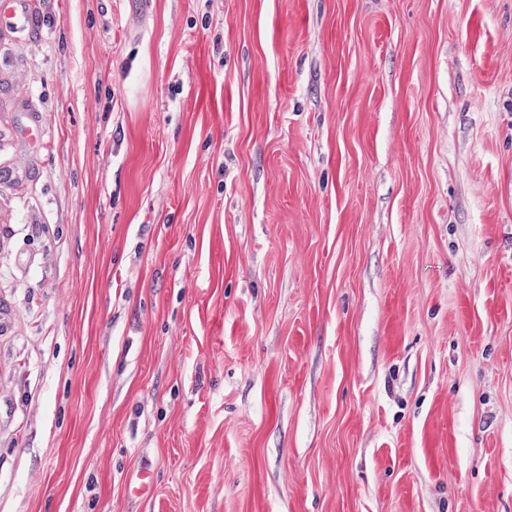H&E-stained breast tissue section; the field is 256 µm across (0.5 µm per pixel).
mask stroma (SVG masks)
Wrapping results in <instances>:
<instances>
[{
    "label": "stroma",
    "instance_id": "1",
    "mask_svg": "<svg viewBox=\"0 0 512 512\" xmlns=\"http://www.w3.org/2000/svg\"><path fill=\"white\" fill-rule=\"evenodd\" d=\"M34 6L0 512H512V0Z\"/></svg>",
    "mask_w": 512,
    "mask_h": 512
}]
</instances>
